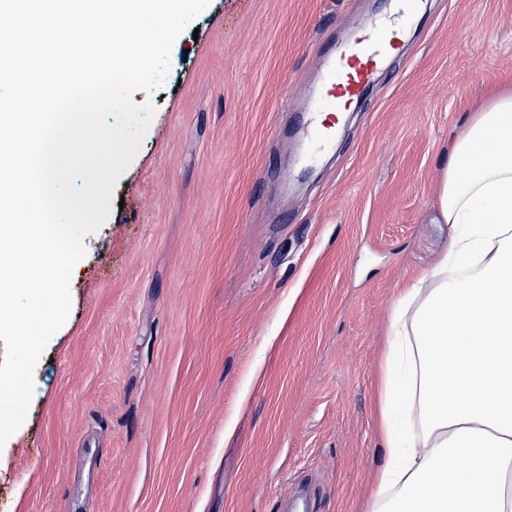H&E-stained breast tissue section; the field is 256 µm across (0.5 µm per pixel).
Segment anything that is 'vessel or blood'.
Segmentation results:
<instances>
[{"instance_id":"b4317fda","label":"vessel or blood","mask_w":512,"mask_h":512,"mask_svg":"<svg viewBox=\"0 0 512 512\" xmlns=\"http://www.w3.org/2000/svg\"><path fill=\"white\" fill-rule=\"evenodd\" d=\"M416 2L390 0L388 18L356 26L349 42L319 56L318 80L299 107V133L306 145L301 157L303 164L314 163L333 149L343 115L400 53V36L416 17Z\"/></svg>"}]
</instances>
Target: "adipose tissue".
<instances>
[{
	"mask_svg": "<svg viewBox=\"0 0 512 512\" xmlns=\"http://www.w3.org/2000/svg\"><path fill=\"white\" fill-rule=\"evenodd\" d=\"M437 204L448 249L390 306L365 512H512V94L450 136Z\"/></svg>",
	"mask_w": 512,
	"mask_h": 512,
	"instance_id": "1",
	"label": "adipose tissue"
}]
</instances>
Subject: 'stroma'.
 Returning <instances> with one entry per match:
<instances>
[{"mask_svg": "<svg viewBox=\"0 0 512 512\" xmlns=\"http://www.w3.org/2000/svg\"><path fill=\"white\" fill-rule=\"evenodd\" d=\"M384 0H211L75 265L72 308L0 448V512H363L399 288L448 248V136L512 91V0H426L313 176L290 104ZM260 382H252L254 367Z\"/></svg>", "mask_w": 512, "mask_h": 512, "instance_id": "1", "label": "stroma"}]
</instances>
